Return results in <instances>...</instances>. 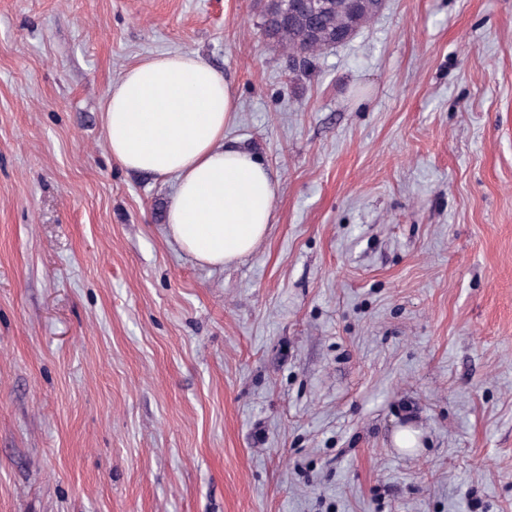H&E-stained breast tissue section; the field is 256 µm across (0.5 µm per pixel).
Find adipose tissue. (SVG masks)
<instances>
[{"instance_id":"adipose-tissue-1","label":"adipose tissue","mask_w":512,"mask_h":512,"mask_svg":"<svg viewBox=\"0 0 512 512\" xmlns=\"http://www.w3.org/2000/svg\"><path fill=\"white\" fill-rule=\"evenodd\" d=\"M237 107L223 76L192 53L140 59L113 83L103 105L113 158L135 173L175 177L169 234L211 267L244 256L263 239L277 193L256 154L224 140Z\"/></svg>"}]
</instances>
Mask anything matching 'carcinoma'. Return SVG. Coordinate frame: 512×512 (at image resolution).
<instances>
[{
    "instance_id": "cac0c4a2",
    "label": "carcinoma",
    "mask_w": 512,
    "mask_h": 512,
    "mask_svg": "<svg viewBox=\"0 0 512 512\" xmlns=\"http://www.w3.org/2000/svg\"><path fill=\"white\" fill-rule=\"evenodd\" d=\"M326 8L313 11L297 0H279L263 16L266 36L288 50L290 57H300L299 73L308 72L323 50L356 32L376 16L373 0H325Z\"/></svg>"
}]
</instances>
